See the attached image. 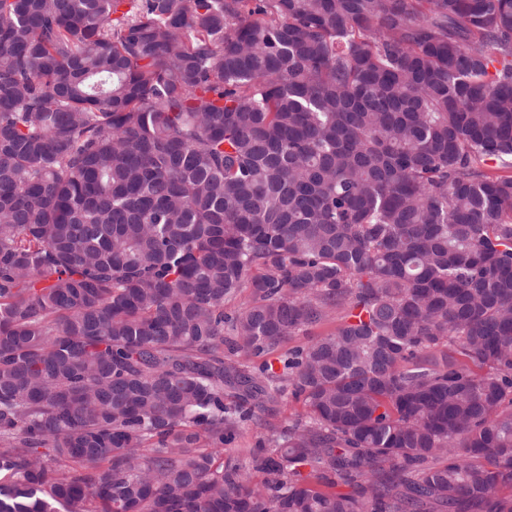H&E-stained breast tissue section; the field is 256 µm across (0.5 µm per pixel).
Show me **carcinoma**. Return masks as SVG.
Masks as SVG:
<instances>
[{
	"label": "carcinoma",
	"mask_w": 512,
	"mask_h": 512,
	"mask_svg": "<svg viewBox=\"0 0 512 512\" xmlns=\"http://www.w3.org/2000/svg\"><path fill=\"white\" fill-rule=\"evenodd\" d=\"M506 170L512 0H0V512H512ZM257 440V429L252 423L245 424L239 434L230 443L224 444V456L243 457L248 448H254Z\"/></svg>",
	"instance_id": "obj_1"
}]
</instances>
